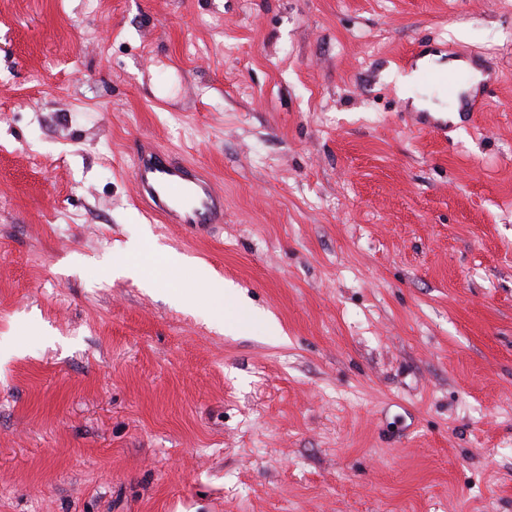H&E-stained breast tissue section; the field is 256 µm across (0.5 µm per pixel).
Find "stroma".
Returning <instances> with one entry per match:
<instances>
[{
	"label": "stroma",
	"mask_w": 512,
	"mask_h": 512,
	"mask_svg": "<svg viewBox=\"0 0 512 512\" xmlns=\"http://www.w3.org/2000/svg\"><path fill=\"white\" fill-rule=\"evenodd\" d=\"M426 49L489 74L444 135ZM0 343V512H512V0H0ZM132 178L147 210L166 224L199 231L224 221V195L194 165L141 140L132 147ZM206 280V295L218 319L224 322V309L235 312V322L225 323V331L229 333L246 331L247 314L241 312L240 309H247L248 304L241 291L225 283L224 279L215 273L208 272Z\"/></svg>",
	"instance_id": "35a3bbf8"
}]
</instances>
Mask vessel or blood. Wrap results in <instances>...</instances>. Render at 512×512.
Instances as JSON below:
<instances>
[{
    "label": "vessel or blood",
    "instance_id": "obj_1",
    "mask_svg": "<svg viewBox=\"0 0 512 512\" xmlns=\"http://www.w3.org/2000/svg\"><path fill=\"white\" fill-rule=\"evenodd\" d=\"M132 178L149 212L167 224L198 231L224 221V196L194 165L140 141L132 149Z\"/></svg>",
    "mask_w": 512,
    "mask_h": 512
}]
</instances>
